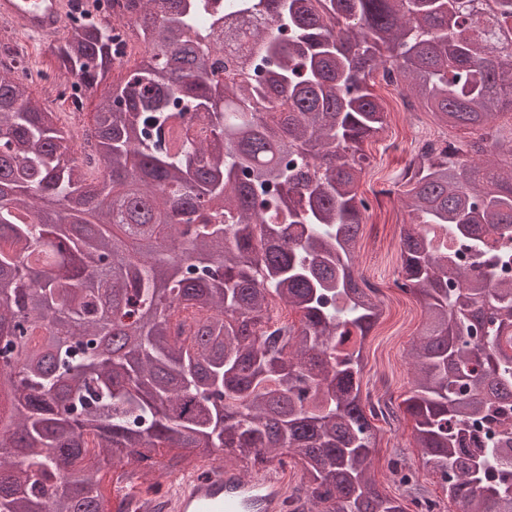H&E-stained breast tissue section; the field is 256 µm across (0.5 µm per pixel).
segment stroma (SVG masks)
<instances>
[{
    "mask_svg": "<svg viewBox=\"0 0 512 512\" xmlns=\"http://www.w3.org/2000/svg\"><path fill=\"white\" fill-rule=\"evenodd\" d=\"M387 111L398 112V119L389 120L384 132L363 145L370 165L359 192L368 196L377 181L401 170L412 156L408 139L414 137H447L465 143L471 138L469 131L459 128H441L423 109L405 111L402 96L381 93ZM410 217L401 201L384 208H371L365 215L361 249L358 253L359 269L365 278L379 280L386 290L380 298L382 316L371 330L363 351L365 368L362 392L371 401L400 404L411 388L408 349L416 337L423 318V308L412 294L394 288L400 266L398 242ZM380 440L373 455V466L378 473L379 488L399 497L404 502L413 499L433 501L437 512H454L437 479L424 471L421 452L414 441V423L410 417L379 419L376 422ZM401 461L415 478L403 483L392 469L393 461Z\"/></svg>",
    "mask_w": 512,
    "mask_h": 512,
    "instance_id": "35a3bbf8",
    "label": "stroma"
}]
</instances>
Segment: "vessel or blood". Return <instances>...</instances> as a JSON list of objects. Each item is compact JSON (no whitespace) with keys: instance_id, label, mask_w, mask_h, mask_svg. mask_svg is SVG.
<instances>
[{"instance_id":"obj_1","label":"vessel or blood","mask_w":512,"mask_h":512,"mask_svg":"<svg viewBox=\"0 0 512 512\" xmlns=\"http://www.w3.org/2000/svg\"><path fill=\"white\" fill-rule=\"evenodd\" d=\"M69 10V0H0V21L45 41L54 40ZM169 496V512H285L288 495L275 468L246 475L235 465L178 476Z\"/></svg>"}]
</instances>
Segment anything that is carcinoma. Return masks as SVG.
<instances>
[{"label":"carcinoma","mask_w":512,"mask_h":512,"mask_svg":"<svg viewBox=\"0 0 512 512\" xmlns=\"http://www.w3.org/2000/svg\"><path fill=\"white\" fill-rule=\"evenodd\" d=\"M139 63L93 113L81 156L58 113L0 67V512H105L99 474L133 490L195 457L302 464L289 512H406L378 487L363 350L382 315L357 243L387 112L377 77L439 123L398 195L412 218L396 285L425 324L408 357L424 469L459 512H512V0L488 36L459 0H125ZM264 22L227 68L224 38ZM95 21L59 68L98 87L116 60ZM228 71L219 84L212 76ZM479 249L437 255L433 231ZM299 315L282 323L274 305ZM176 450L157 461L160 449Z\"/></svg>","instance_id":"cac0c4a2"}]
</instances>
